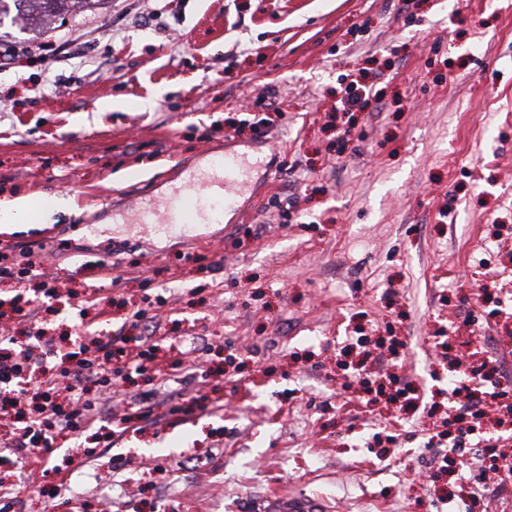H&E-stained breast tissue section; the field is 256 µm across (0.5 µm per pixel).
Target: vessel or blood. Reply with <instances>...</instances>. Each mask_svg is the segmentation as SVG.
I'll return each instance as SVG.
<instances>
[{"mask_svg":"<svg viewBox=\"0 0 512 512\" xmlns=\"http://www.w3.org/2000/svg\"><path fill=\"white\" fill-rule=\"evenodd\" d=\"M271 176L266 161L249 153H205L186 171L181 188L159 200L133 203L131 210L136 223L148 232L191 238L201 225L220 222L226 212L235 210L239 197L252 189L255 179ZM268 512H326V506L313 499L278 497Z\"/></svg>","mask_w":512,"mask_h":512,"instance_id":"vessel-or-blood-1","label":"vessel or blood"}]
</instances>
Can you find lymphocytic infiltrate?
<instances>
[{"label":"lymphocytic infiltrate","mask_w":512,"mask_h":512,"mask_svg":"<svg viewBox=\"0 0 512 512\" xmlns=\"http://www.w3.org/2000/svg\"><path fill=\"white\" fill-rule=\"evenodd\" d=\"M157 346L142 350L132 346L128 337L106 345L79 346L78 350L54 355L51 340L22 344L9 333L0 334V412L8 414L15 427L11 437V455H0V469L7 471L25 465L35 477H48L44 460L61 434L80 435L91 428L99 408L84 400L87 379L108 389L131 374L146 371L155 360ZM41 367L43 378L29 380L32 367ZM451 394L461 401L455 445L472 439L473 420L486 417L489 408L501 406L512 390L492 383L486 365L471 372L470 383L455 385Z\"/></svg>","instance_id":"lymphocytic-infiltrate-1"}]
</instances>
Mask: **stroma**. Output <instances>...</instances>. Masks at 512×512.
I'll return each instance as SVG.
<instances>
[{
    "label": "stroma",
    "instance_id": "stroma-1",
    "mask_svg": "<svg viewBox=\"0 0 512 512\" xmlns=\"http://www.w3.org/2000/svg\"><path fill=\"white\" fill-rule=\"evenodd\" d=\"M146 7L108 0L45 34L0 22L14 55L0 68V202L72 200L0 229V245L52 258L42 327L65 352L134 338L143 297L163 299L154 363L108 393L87 381L111 419L57 439L60 472L42 485L6 476L15 512H262L276 495L331 512H512V483L470 479L478 448L441 471L425 449L457 413L449 380L490 359L512 389V0L458 13L448 0H166L137 22ZM46 38L90 41L94 56L45 63L30 46ZM353 82L380 101L335 111ZM261 118V139L237 133ZM228 142L289 163L259 184L261 206L192 241L115 223ZM91 293L104 316H80ZM444 336L461 363L442 358ZM345 361L379 384L406 378L417 400L359 399ZM150 390L143 420L134 397Z\"/></svg>",
    "mask_w": 512,
    "mask_h": 512
}]
</instances>
